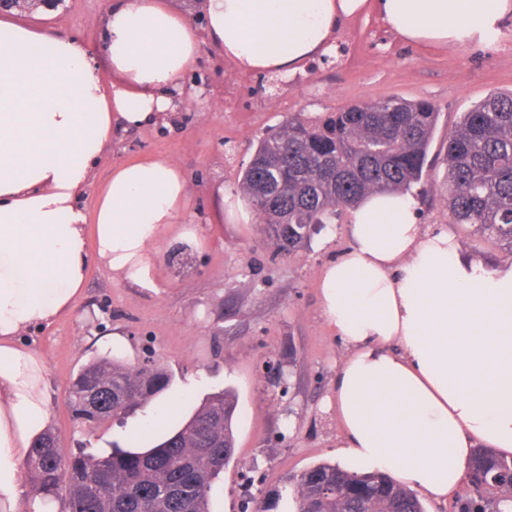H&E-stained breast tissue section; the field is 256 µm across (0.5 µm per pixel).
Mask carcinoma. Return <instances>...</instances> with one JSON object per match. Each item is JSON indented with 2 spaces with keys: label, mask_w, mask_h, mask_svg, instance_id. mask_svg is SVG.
<instances>
[{
  "label": "carcinoma",
  "mask_w": 512,
  "mask_h": 512,
  "mask_svg": "<svg viewBox=\"0 0 512 512\" xmlns=\"http://www.w3.org/2000/svg\"><path fill=\"white\" fill-rule=\"evenodd\" d=\"M440 112L428 100L387 99L320 117L291 115L258 142L239 190L282 254H290L341 212L375 193H410L426 174ZM441 187L452 223L469 224L512 253V92L463 113L448 134ZM172 377L160 366L129 368L101 357L73 379L70 407L98 423L147 407ZM237 403L208 395L188 420L168 412L123 448L67 456L48 433L27 468L35 495L62 512H216L217 483L235 455ZM292 512H425L385 474L320 463L289 478ZM272 490L257 512H274ZM453 512H512V458L475 451Z\"/></svg>",
  "instance_id": "obj_1"
}]
</instances>
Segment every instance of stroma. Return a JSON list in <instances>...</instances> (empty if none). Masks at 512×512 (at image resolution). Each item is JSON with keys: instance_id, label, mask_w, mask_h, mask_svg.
I'll use <instances>...</instances> for the list:
<instances>
[{"instance_id": "35a3bbf8", "label": "stroma", "mask_w": 512, "mask_h": 512, "mask_svg": "<svg viewBox=\"0 0 512 512\" xmlns=\"http://www.w3.org/2000/svg\"><path fill=\"white\" fill-rule=\"evenodd\" d=\"M111 0H71L68 10L41 17V25L96 47ZM210 82L209 95L173 118L114 138L83 198L92 209L114 166L142 156L175 161L205 225L201 250L164 241L154 267L156 289L113 281L91 264L76 310L29 334L46 361L54 431L65 453H97L125 443L141 413L88 427L68 407L71 382L101 357L99 340L120 334L112 354L134 367L151 360L172 376L159 403H179L190 414L209 393L231 389L238 401L236 452L222 477L219 512H254L261 492L319 463L336 462L339 426L323 403L342 349L327 326L318 292L328 259L344 251L349 213L326 225L310 244L278 255L259 216L243 223L224 216L217 192L237 196L241 172L266 131L288 115L318 116L353 104L388 98L427 99L440 117L430 145L419 221L446 224L473 257L500 263L512 253L472 226L452 223L441 188L449 134L461 113L494 92L512 90V22L492 46L423 50L402 42L375 13L343 22L335 59H315L288 82L266 73L240 74L201 42L185 80Z\"/></svg>"}]
</instances>
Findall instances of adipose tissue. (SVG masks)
<instances>
[{
	"label": "adipose tissue",
	"instance_id": "obj_1",
	"mask_svg": "<svg viewBox=\"0 0 512 512\" xmlns=\"http://www.w3.org/2000/svg\"><path fill=\"white\" fill-rule=\"evenodd\" d=\"M197 7L201 33L169 0H112L94 52L0 16V512H48L25 466L53 424L47 366L24 335L78 307L91 262L151 289L161 241H205L187 179L167 159L114 167L92 213L80 204L113 137L172 111L200 37L240 70L285 78L332 51L340 21L367 8L422 47L491 46L512 19V0ZM347 233L319 278L344 350L325 403L340 426L336 450L445 503L475 449L512 454V264L474 258L446 225L420 224L409 194L363 198Z\"/></svg>",
	"mask_w": 512,
	"mask_h": 512
}]
</instances>
